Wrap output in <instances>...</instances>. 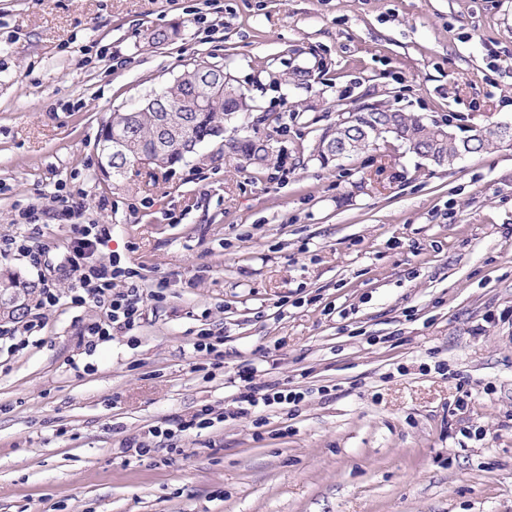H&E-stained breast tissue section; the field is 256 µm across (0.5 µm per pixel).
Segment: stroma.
<instances>
[{"mask_svg":"<svg viewBox=\"0 0 512 512\" xmlns=\"http://www.w3.org/2000/svg\"><path fill=\"white\" fill-rule=\"evenodd\" d=\"M202 57L253 101L228 131L279 159L211 144L106 179L102 124ZM366 104L512 124V0H0V237L38 206L49 263L0 270L64 280L52 212L77 186L112 227L100 261L165 296L90 354L102 312L66 298L0 346V512H512V145L439 168L388 136L321 164ZM243 366L305 401L125 452L231 406ZM236 142L234 149L236 153L244 160L257 167L268 165L273 160V152H269L260 147L262 141L258 140H238L231 139ZM213 414H215V410L212 407L203 406L191 415L173 417L168 422L170 427L164 430L159 429L154 432L155 437L162 436L158 447L169 448L170 451H177V446L175 443H172L174 438L185 437L194 432L198 434L202 430L210 428L213 425Z\"/></svg>","mask_w":512,"mask_h":512,"instance_id":"1","label":"stroma"}]
</instances>
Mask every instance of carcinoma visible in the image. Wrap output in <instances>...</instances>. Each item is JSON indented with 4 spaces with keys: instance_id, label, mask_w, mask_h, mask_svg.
<instances>
[{
    "instance_id": "cac0c4a2",
    "label": "carcinoma",
    "mask_w": 512,
    "mask_h": 512,
    "mask_svg": "<svg viewBox=\"0 0 512 512\" xmlns=\"http://www.w3.org/2000/svg\"><path fill=\"white\" fill-rule=\"evenodd\" d=\"M163 99L176 125L180 126L178 140L172 142L166 151L162 166H173L183 159V151L195 142L211 135L224 122L251 110L235 94L234 87L212 88L202 86L191 90L184 84L169 82L161 88ZM157 112L142 107L135 113L132 122L121 118V113H112V119L101 129L100 141L108 146L116 138L127 142V156L134 160L140 153H154L157 150ZM338 126L346 129L350 152L365 149L373 141L389 135L416 151L432 154L435 165L448 166L460 159L459 153L481 155L498 146L512 142V132L498 134L494 131L480 132L476 129L466 136L446 135L451 128L448 123L427 122L421 117L403 111L387 112L383 108L363 107L343 119ZM339 133L327 131L317 146V155L324 161L331 160L330 148L336 145ZM261 141L238 140L234 145L236 153L250 164L263 167L273 160V153L260 147ZM14 288L34 289V284L22 282L18 276L0 274V293L6 295Z\"/></svg>"
}]
</instances>
